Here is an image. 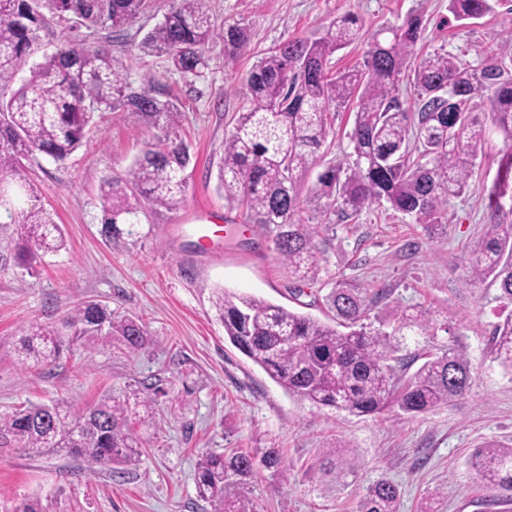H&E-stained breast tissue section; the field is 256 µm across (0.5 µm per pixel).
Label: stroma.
<instances>
[{"mask_svg": "<svg viewBox=\"0 0 512 512\" xmlns=\"http://www.w3.org/2000/svg\"><path fill=\"white\" fill-rule=\"evenodd\" d=\"M216 24L248 28L247 50L224 57V42L208 47L206 81L190 85L169 72L164 57L136 46L168 10L169 0H150L139 21L121 34L89 32L57 21L40 33L31 63L43 62L65 38L85 39L110 50L131 79L155 75L177 97L180 136L192 161L185 204L158 210L139 233L115 241L101 233L98 184L102 176H127L154 135L129 113H104L90 125L80 148L61 161L35 155L21 177L30 190L22 200L0 204V414L34 403H61L82 410L128 385L173 388L159 398L155 427L137 426L143 454L136 465L114 472H87L83 462L34 454L0 443V512L22 499L40 501L44 512H214L198 498L199 455L278 446L283 470H259L246 493L258 512H356L379 478L395 483L400 512H512V494L476 476L468 459L489 442H512V372L496 360L489 338L512 313L491 280L470 282V247L489 222V195L502 138L490 134L466 191L448 203L442 234L395 212L385 202L359 215H333L317 242L330 278L358 284L367 293L386 290L370 321L391 328L407 308L429 312L436 343L460 335L473 379L448 405L407 417L388 411L348 416L298 401L224 335L212 304L216 289L255 295L320 319L331 312L313 296L292 292L288 267L271 242L243 221L237 202L217 190L224 139L247 93L244 77L271 48L291 38L317 39L346 13L362 23L361 39L332 55V71L361 62L371 34L422 17L416 50L445 51L471 65L498 52L512 34V0L493 13L457 20L448 0H205ZM46 208L60 224L67 247L43 256L31 275L16 262L13 213ZM233 224L237 230L218 249L196 245V225ZM94 300L142 320L148 342L136 352L114 344H78L38 374L22 369L15 338L29 323L60 326L76 305ZM342 445L353 475L323 473L324 448Z\"/></svg>", "mask_w": 512, "mask_h": 512, "instance_id": "1", "label": "stroma"}]
</instances>
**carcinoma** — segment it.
<instances>
[{"mask_svg":"<svg viewBox=\"0 0 512 512\" xmlns=\"http://www.w3.org/2000/svg\"><path fill=\"white\" fill-rule=\"evenodd\" d=\"M495 0H449L460 20L493 10ZM205 0H170L164 19L149 31L139 50L166 58L188 84L205 81L206 48L224 38V55L236 59L249 45L246 27L226 24L217 30ZM148 7V0H0V83H11L33 54L38 33L54 17L112 33L127 30ZM422 19L410 16L399 27L382 28L371 38L362 64L340 74L329 58L361 39L358 16L336 18L313 41L289 39L266 53L246 76L248 94L234 131L224 139L219 190L243 209L246 223L271 242L291 269L293 291L323 286L324 267L316 243L322 222L339 211L360 213L375 201L433 230L442 225L450 199L463 194L482 155L486 129L471 111L472 97L489 92L488 115L507 149L498 162L489 197L491 221L470 248L469 273L498 285L512 303V44L473 67L446 52L417 55ZM411 74L420 101L410 119L393 95L400 77ZM355 105L350 133L353 152L344 162L321 163L320 149L333 133L338 109ZM121 108L158 131L145 145L127 177H105L100 184L101 233L109 239L138 234L158 209H178L185 200L184 171L191 156L178 135L179 107L154 81L136 88L121 73L110 51L65 39L12 95L0 98V178L17 180L35 153L56 161L81 144L95 115ZM420 143L417 156L409 136ZM323 166L302 195L299 176ZM315 204L320 223L301 218L304 202ZM20 266L36 270L42 255L64 248L60 225L41 209L20 212L17 222ZM383 295L369 297L360 286L332 284L325 296L333 321L290 310L263 298L216 294L213 305L225 336L243 355L288 394L316 407L362 416L393 408L411 417L448 404L470 386L472 371L459 341L429 347L436 326L422 309L402 311L389 331L367 324ZM69 343H115L135 352L146 344L136 320L88 301L63 321ZM62 330V331H64ZM62 331L37 323L16 341L25 369L53 365L64 347ZM491 345L500 365L512 370V318L497 325ZM423 363L408 378L396 376L417 359ZM156 399L127 387L109 393L85 412L65 405H29L0 414V441L31 453L51 452L82 461L86 470L129 466L139 461L140 440L131 423H155ZM325 467L340 480L352 473L336 447L326 448ZM470 466L492 489L512 491V444L477 448ZM282 456L267 448L248 454L205 452L197 461L196 490L215 512H255L243 494L257 469L281 472ZM400 491L387 479L371 484L357 512H399Z\"/></svg>","mask_w":512,"mask_h":512,"instance_id":"1","label":"carcinoma"}]
</instances>
